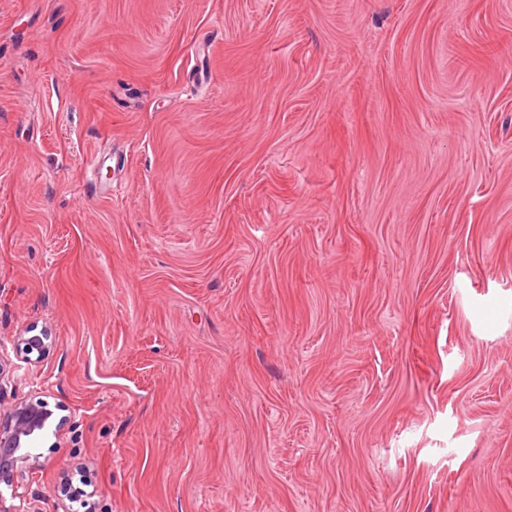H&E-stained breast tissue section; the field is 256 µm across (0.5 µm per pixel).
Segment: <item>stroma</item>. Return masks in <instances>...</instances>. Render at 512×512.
I'll use <instances>...</instances> for the list:
<instances>
[{
  "mask_svg": "<svg viewBox=\"0 0 512 512\" xmlns=\"http://www.w3.org/2000/svg\"><path fill=\"white\" fill-rule=\"evenodd\" d=\"M0 343L40 512H512V0H0ZM29 333L26 331L22 335L16 336L13 343L17 349L24 352L27 361H33L31 355H36L34 361H38L53 346L54 339L46 330L40 334L28 336Z\"/></svg>",
  "mask_w": 512,
  "mask_h": 512,
  "instance_id": "obj_1",
  "label": "stroma"
}]
</instances>
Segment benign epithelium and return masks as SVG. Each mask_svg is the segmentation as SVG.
Masks as SVG:
<instances>
[{"label": "benign epithelium", "instance_id": "1", "mask_svg": "<svg viewBox=\"0 0 512 512\" xmlns=\"http://www.w3.org/2000/svg\"><path fill=\"white\" fill-rule=\"evenodd\" d=\"M16 348L24 352L27 361L41 359L54 339L48 332L14 338ZM54 421V410L41 396H30L14 402L0 417V486L11 490L13 503L6 504L0 492V512H38L31 499L18 492L26 474L40 465V445L50 426L60 431L65 418Z\"/></svg>", "mask_w": 512, "mask_h": 512}]
</instances>
